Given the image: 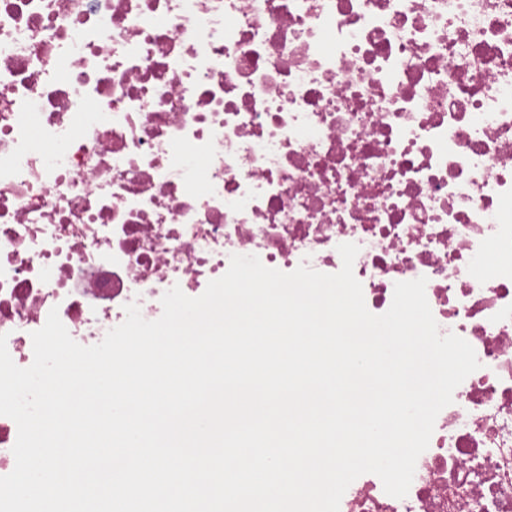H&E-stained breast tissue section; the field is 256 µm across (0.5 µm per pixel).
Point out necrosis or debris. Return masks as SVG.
<instances>
[{
  "label": "necrosis or debris",
  "instance_id": "necrosis-or-debris-1",
  "mask_svg": "<svg viewBox=\"0 0 512 512\" xmlns=\"http://www.w3.org/2000/svg\"><path fill=\"white\" fill-rule=\"evenodd\" d=\"M367 309L426 278L479 369L407 495L339 512H512V0H0V334L101 342L256 255Z\"/></svg>",
  "mask_w": 512,
  "mask_h": 512
}]
</instances>
